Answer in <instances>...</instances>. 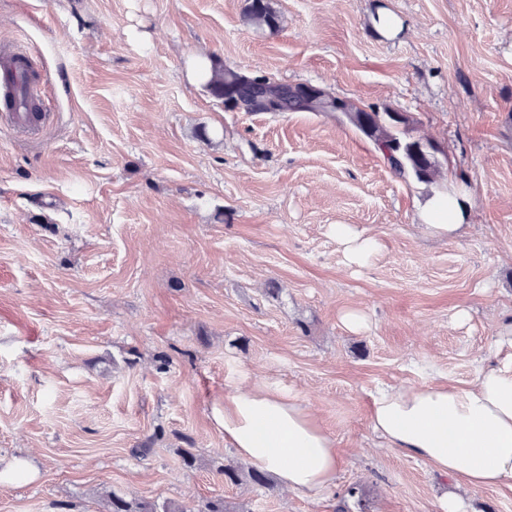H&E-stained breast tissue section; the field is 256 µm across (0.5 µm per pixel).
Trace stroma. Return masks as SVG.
<instances>
[{
    "mask_svg": "<svg viewBox=\"0 0 512 512\" xmlns=\"http://www.w3.org/2000/svg\"><path fill=\"white\" fill-rule=\"evenodd\" d=\"M249 2L0 0V48L28 56L45 115L32 134L0 120V512H110L114 492L437 512L453 485L378 437L372 404L512 363V0H270L272 30ZM199 57L408 113L442 176L394 174L333 113L224 104L188 80ZM451 184L467 229L428 236L417 209ZM339 224L378 238L367 266H346ZM255 384L334 436L330 495L225 483L224 396ZM246 17L256 29H274L278 22L269 0H251L247 8Z\"/></svg>",
    "mask_w": 512,
    "mask_h": 512,
    "instance_id": "1",
    "label": "stroma"
}]
</instances>
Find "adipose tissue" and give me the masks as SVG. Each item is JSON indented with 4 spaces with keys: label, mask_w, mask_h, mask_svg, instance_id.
<instances>
[{
    "label": "adipose tissue",
    "mask_w": 512,
    "mask_h": 512,
    "mask_svg": "<svg viewBox=\"0 0 512 512\" xmlns=\"http://www.w3.org/2000/svg\"><path fill=\"white\" fill-rule=\"evenodd\" d=\"M466 217V196L451 186L427 198L417 221L431 236L453 238ZM372 424L391 447L455 481V491L440 502L442 512H464L470 491L512 486L511 367L480 372L464 386L383 388L373 401ZM223 425L225 442L285 488L310 497L335 489L336 440L297 396L257 387L225 394Z\"/></svg>",
    "instance_id": "ef3b65f1"
}]
</instances>
